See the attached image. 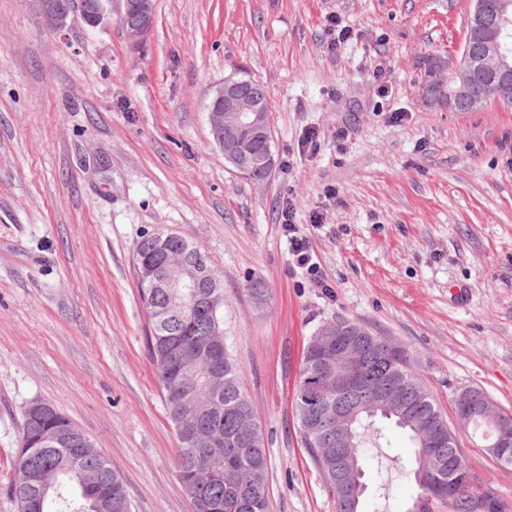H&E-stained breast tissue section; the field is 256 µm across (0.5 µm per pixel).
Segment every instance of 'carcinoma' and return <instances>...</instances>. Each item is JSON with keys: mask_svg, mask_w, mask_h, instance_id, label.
Instances as JSON below:
<instances>
[{"mask_svg": "<svg viewBox=\"0 0 512 512\" xmlns=\"http://www.w3.org/2000/svg\"><path fill=\"white\" fill-rule=\"evenodd\" d=\"M164 233L163 229L153 231L160 236L158 240L146 233L141 235L134 245V260H140L155 247L174 256L189 244L180 235L164 240ZM139 296L149 323L146 343L164 397L166 417L176 435L175 470L192 512H267L268 456L264 437L228 348L224 347L222 307L190 302L182 306L180 315L173 316L168 313L173 299L166 289L141 287ZM369 339L373 348L367 353L364 370L365 377L371 380L383 372V362L377 352L381 338L371 335ZM190 379L195 382L194 397L192 402L183 404L176 399L175 391ZM305 397L323 400L322 388L304 361L294 390L295 416L304 447L326 491L338 500L341 493L336 488V476L325 472L318 460L325 451L336 454V436L324 431L307 436L301 410ZM408 413L403 418L374 408L353 420L350 431L357 445L354 466L363 467L369 449L381 447V428L376 420L390 421L406 431L412 441L414 459L409 474L421 493L431 496L427 512H465L462 502L448 500V484L435 488L417 475L425 448L412 425L423 416L439 417L441 412L430 399L408 409ZM194 421L205 432L222 433L224 444L212 448L201 443L192 448L184 443L180 429ZM249 424L254 443L246 447L241 444V432ZM63 427H73L71 420L50 405L38 417L25 416L18 477L12 487L19 512H29L31 499L44 500V507L38 512H132L121 478L99 449H85L81 471L76 472L69 467L73 445L46 442L49 434Z\"/></svg>", "mask_w": 512, "mask_h": 512, "instance_id": "1", "label": "carcinoma"}]
</instances>
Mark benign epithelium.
Segmentation results:
<instances>
[{
	"instance_id": "1",
	"label": "benign epithelium",
	"mask_w": 512,
	"mask_h": 512,
	"mask_svg": "<svg viewBox=\"0 0 512 512\" xmlns=\"http://www.w3.org/2000/svg\"><path fill=\"white\" fill-rule=\"evenodd\" d=\"M46 24L61 31L69 22L82 18L91 27H97L106 18L108 4L112 0H95L91 6L85 0H38ZM122 9L120 24L130 45L141 46L153 31L156 12L155 0H120ZM466 35L458 54L443 56L431 54L424 61L422 99L439 111L471 112L489 102L512 105V0H471ZM245 82L226 80L216 87L207 105V120L214 142L224 150V157L236 169L251 176L258 168H273L269 154H259L252 142L242 137L250 130L258 137L268 132L267 115L262 95L243 91ZM164 288H206V267L198 264L188 254L170 259L165 264ZM388 371L373 390L362 372L364 354L352 328L345 324L325 323L309 344L307 360L311 364L327 363L336 358V394L373 391V402L397 412L408 409L410 401L422 402V394L416 385L393 368L397 349L382 343ZM305 413L318 427L336 422L341 427L349 418V412L341 405L319 415L316 403L304 404ZM493 409L487 396L466 390L459 394L455 423L447 427L431 418L418 424L420 435L432 448L454 446L453 437L458 431L468 430L472 416L480 412L490 416ZM496 438L493 447L487 449L492 459H498L503 451L512 447V417L495 418ZM323 468L336 469V476L343 482L351 501L358 499L364 490L361 476L351 467H341L329 454L320 456ZM468 512H512V505L505 503L492 491L467 496Z\"/></svg>"
}]
</instances>
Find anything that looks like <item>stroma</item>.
Masks as SVG:
<instances>
[{
    "label": "stroma",
    "instance_id": "obj_1",
    "mask_svg": "<svg viewBox=\"0 0 512 512\" xmlns=\"http://www.w3.org/2000/svg\"><path fill=\"white\" fill-rule=\"evenodd\" d=\"M470 9L156 0L135 50L118 15L55 32L36 0H0V512H18L37 401L104 453L133 512H191L133 271L136 241L156 228L195 243L222 279L226 343L267 448L268 512H336L293 401L325 322L404 347L446 420L466 387L512 414V106L436 112L419 99L424 57L460 51ZM337 23L349 31L338 44ZM231 77L270 98L264 183L212 141L206 105ZM289 201L325 287L288 262ZM382 433L361 510L407 512L414 450L400 429ZM458 445L475 480L512 503V468L470 434Z\"/></svg>",
    "mask_w": 512,
    "mask_h": 512
}]
</instances>
